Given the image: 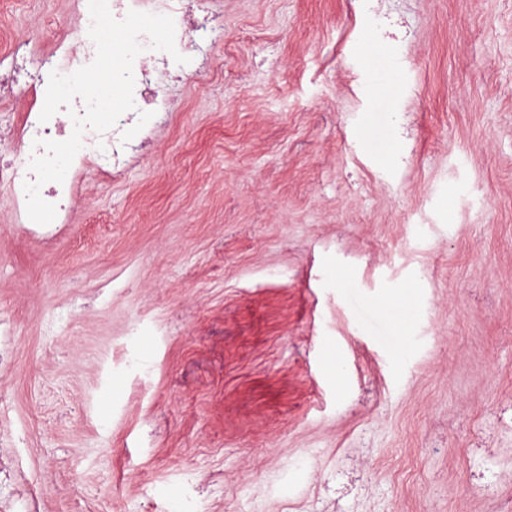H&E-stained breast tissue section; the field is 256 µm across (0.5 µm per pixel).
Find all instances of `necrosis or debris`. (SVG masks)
<instances>
[{
    "label": "necrosis or debris",
    "mask_w": 512,
    "mask_h": 512,
    "mask_svg": "<svg viewBox=\"0 0 512 512\" xmlns=\"http://www.w3.org/2000/svg\"><path fill=\"white\" fill-rule=\"evenodd\" d=\"M115 19H123L128 11L136 10L171 16L175 24V47L185 56V63H176L163 51L149 49L148 37H141L145 49L134 60L135 107L125 112L116 125L99 133L85 130L83 146L73 162V175L60 182H48L40 189L41 197L56 206L58 223L72 221V210L81 199L88 174L112 179L121 176L132 164L130 133L137 128L146 112H170L171 99L167 79L179 80L194 75L191 57L200 31L221 37L224 25L212 16L188 9L185 0H108ZM96 47L87 28L74 29L53 42L50 50L37 48L31 39L20 42L7 57L5 70L0 71V84L23 83L38 90L47 87L51 73L63 75L91 63ZM43 99H36L24 112L20 122L12 127L7 142H0V187L6 189L17 223H28L26 212V183L35 181L30 168L33 158L44 156V141H59L71 135L73 116L84 115L82 98H73L68 108L60 109L48 121H41Z\"/></svg>",
    "instance_id": "obj_1"
}]
</instances>
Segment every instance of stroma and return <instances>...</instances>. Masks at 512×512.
Instances as JSON below:
<instances>
[{
    "instance_id": "35a3bbf8",
    "label": "stroma",
    "mask_w": 512,
    "mask_h": 512,
    "mask_svg": "<svg viewBox=\"0 0 512 512\" xmlns=\"http://www.w3.org/2000/svg\"><path fill=\"white\" fill-rule=\"evenodd\" d=\"M215 7L201 77L54 239L0 189V464L40 512H486L461 480L512 493V0H378L380 31L360 0ZM82 23L0 0V57Z\"/></svg>"
}]
</instances>
